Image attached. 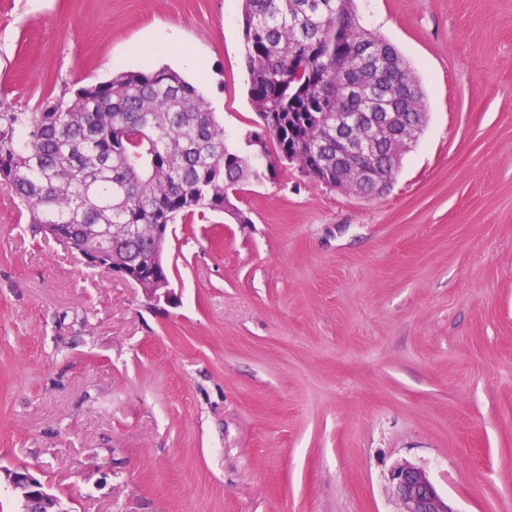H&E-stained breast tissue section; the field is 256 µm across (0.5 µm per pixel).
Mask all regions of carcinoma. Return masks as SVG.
<instances>
[{
  "label": "carcinoma",
  "mask_w": 512,
  "mask_h": 512,
  "mask_svg": "<svg viewBox=\"0 0 512 512\" xmlns=\"http://www.w3.org/2000/svg\"><path fill=\"white\" fill-rule=\"evenodd\" d=\"M354 0H242L249 95L259 118L250 146L272 140L279 161L328 186L341 171L329 120L336 112H395L407 134L426 123L414 70L384 38L362 26ZM277 114L276 124L269 122ZM407 151L394 139L379 147L375 192ZM261 170L226 143L224 126L197 86L169 68L121 71L68 96H48L33 112H0V184L28 223L52 232L71 254L104 273L130 272L150 288L169 279L163 224L225 213Z\"/></svg>",
  "instance_id": "cac0c4a2"
}]
</instances>
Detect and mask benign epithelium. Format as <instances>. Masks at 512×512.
<instances>
[{"instance_id":"obj_1","label":"benign epithelium","mask_w":512,"mask_h":512,"mask_svg":"<svg viewBox=\"0 0 512 512\" xmlns=\"http://www.w3.org/2000/svg\"><path fill=\"white\" fill-rule=\"evenodd\" d=\"M393 116L389 112L358 114L336 113V136L340 137L351 127L361 126L367 135L359 144L357 154L371 157L374 139L388 135ZM11 492L18 494L24 502V512H68L51 492L48 484L39 481L26 470L4 471ZM390 492L397 506L396 512H457L436 488L427 470L410 463L395 467L389 476Z\"/></svg>"}]
</instances>
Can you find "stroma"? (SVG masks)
<instances>
[{"label": "stroma", "instance_id": "1", "mask_svg": "<svg viewBox=\"0 0 512 512\" xmlns=\"http://www.w3.org/2000/svg\"><path fill=\"white\" fill-rule=\"evenodd\" d=\"M241 0H0V112L170 67L258 124ZM428 123L374 198L279 165L245 224H177L152 300L35 234L0 185V466L70 512H394L424 467L512 512V0H355Z\"/></svg>", "mask_w": 512, "mask_h": 512}]
</instances>
